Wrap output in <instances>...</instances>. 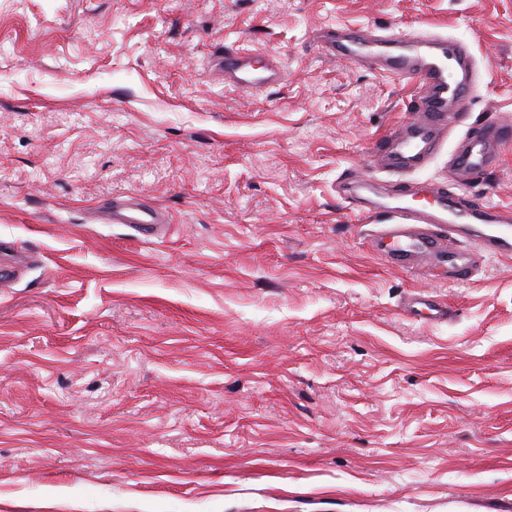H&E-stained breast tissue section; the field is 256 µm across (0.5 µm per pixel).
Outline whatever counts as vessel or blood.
Listing matches in <instances>:
<instances>
[{
    "label": "vessel or blood",
    "instance_id": "1",
    "mask_svg": "<svg viewBox=\"0 0 512 512\" xmlns=\"http://www.w3.org/2000/svg\"><path fill=\"white\" fill-rule=\"evenodd\" d=\"M322 40L340 59L352 63L372 57L383 72L416 82L422 104L383 140L376 151L377 169L400 177L427 166L469 107L476 74L467 46L437 33L377 35L348 28L324 34ZM220 65L225 84L244 92L263 91L285 78L276 59L257 51L225 50ZM509 142L511 124L484 126L465 134L454 163L467 170L485 169L497 162V147ZM398 195L397 205L381 209L386 223L369 233L374 252L387 265L466 279L477 272L483 256L512 255V210L436 184L425 186L421 201L404 189ZM108 221L134 225L148 237L168 229L167 216L137 196L113 202ZM403 311L429 322L448 318L445 306L422 293L410 296Z\"/></svg>",
    "mask_w": 512,
    "mask_h": 512
}]
</instances>
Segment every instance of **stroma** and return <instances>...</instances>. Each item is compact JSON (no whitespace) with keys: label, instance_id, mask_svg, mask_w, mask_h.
I'll use <instances>...</instances> for the list:
<instances>
[{"label":"stroma","instance_id":"35a3bbf8","mask_svg":"<svg viewBox=\"0 0 512 512\" xmlns=\"http://www.w3.org/2000/svg\"><path fill=\"white\" fill-rule=\"evenodd\" d=\"M343 26L465 43V124L512 121V0H0V512H512V256L457 282L364 240L337 184L390 192L418 94ZM231 47L286 80L226 86ZM404 181L512 208V143ZM127 195L171 233L104 223ZM403 311L429 322H440L448 318V309L444 305L434 303L424 293L410 296L403 305Z\"/></svg>","mask_w":512,"mask_h":512}]
</instances>
